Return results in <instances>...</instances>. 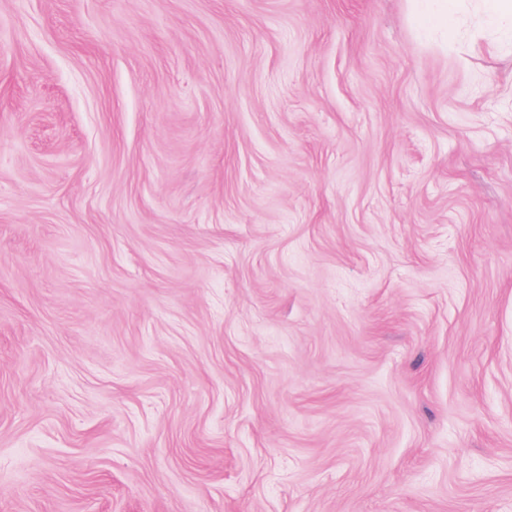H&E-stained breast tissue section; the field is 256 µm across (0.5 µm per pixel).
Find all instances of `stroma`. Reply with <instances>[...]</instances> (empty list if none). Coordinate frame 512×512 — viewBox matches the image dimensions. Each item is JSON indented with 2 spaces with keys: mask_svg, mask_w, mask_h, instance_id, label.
Masks as SVG:
<instances>
[{
  "mask_svg": "<svg viewBox=\"0 0 512 512\" xmlns=\"http://www.w3.org/2000/svg\"><path fill=\"white\" fill-rule=\"evenodd\" d=\"M0 512H512V37L0 0Z\"/></svg>",
  "mask_w": 512,
  "mask_h": 512,
  "instance_id": "obj_1",
  "label": "stroma"
}]
</instances>
